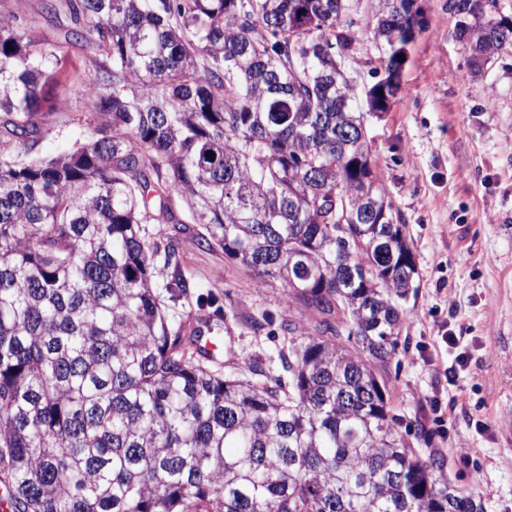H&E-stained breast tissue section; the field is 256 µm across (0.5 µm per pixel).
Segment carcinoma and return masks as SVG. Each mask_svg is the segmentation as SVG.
<instances>
[{
    "mask_svg": "<svg viewBox=\"0 0 512 512\" xmlns=\"http://www.w3.org/2000/svg\"><path fill=\"white\" fill-rule=\"evenodd\" d=\"M415 0H379L384 71ZM479 74L512 17L449 0ZM96 60L94 134L32 152L63 47L0 17V482L14 512H494L398 431L385 368L413 257L344 61L348 0H43ZM376 82L368 112L395 101ZM178 198L180 206L172 204ZM144 224L321 315L275 389L196 360Z\"/></svg>",
    "mask_w": 512,
    "mask_h": 512,
    "instance_id": "obj_1",
    "label": "carcinoma"
}]
</instances>
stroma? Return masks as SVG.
<instances>
[{"label":"stroma","instance_id":"obj_1","mask_svg":"<svg viewBox=\"0 0 512 512\" xmlns=\"http://www.w3.org/2000/svg\"><path fill=\"white\" fill-rule=\"evenodd\" d=\"M42 3L0 0V15L30 22L41 43L62 41L67 18H46ZM378 4L349 0L360 38L347 65L361 93L382 76L370 33ZM423 6L425 29L408 50L402 92L367 123L377 175L418 269L386 379L402 435L440 452L456 486L512 512V52L468 75L448 0ZM67 53L42 89L39 153L64 148L71 132L94 131L79 120L86 106L78 95L94 55L81 42ZM199 231L146 225L157 250L153 288L172 323L205 314L221 324L219 370L273 384L286 375L289 326L310 328L315 315L220 248L198 245ZM176 276L189 286L177 299L167 290ZM446 330L459 336L457 347L442 342Z\"/></svg>","mask_w":512,"mask_h":512}]
</instances>
